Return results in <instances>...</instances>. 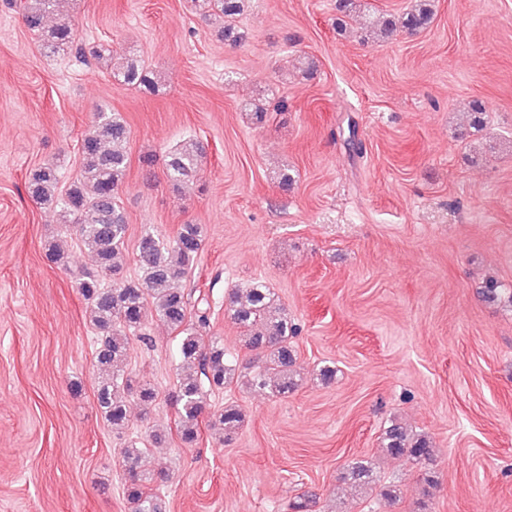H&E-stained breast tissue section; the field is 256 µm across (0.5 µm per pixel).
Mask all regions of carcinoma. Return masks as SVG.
<instances>
[{
  "label": "carcinoma",
  "instance_id": "obj_1",
  "mask_svg": "<svg viewBox=\"0 0 512 512\" xmlns=\"http://www.w3.org/2000/svg\"><path fill=\"white\" fill-rule=\"evenodd\" d=\"M59 2H12L19 8L26 28L38 35L42 48L51 53L73 47L76 39L74 28L66 18L47 26V15ZM196 2L202 13L213 12L227 19L238 16L242 9V0ZM432 18V0H414L410 9L396 19L390 15L381 19L366 16L364 27L371 34L385 37L400 28L410 32L425 29ZM112 74L134 89L150 90L156 84L133 56L113 67ZM128 139L129 130L117 114L96 113L91 128L81 140L83 162L73 181L66 189H59L61 176L57 166L45 164L31 173L29 196L39 206L59 208L65 229H75L80 244L93 254L96 271L77 276L76 288L88 304L89 322L96 335L95 365L102 372L97 402L108 426L118 435L125 433L129 427V403L147 409L156 401L157 393L151 383L133 382L122 367L131 337L146 338L142 331L147 312L152 309L177 340L180 408L176 429L181 441L190 446L199 438L207 398L214 391L227 388L239 379L272 397H284L295 390L297 381L291 367L293 338L298 335V327L264 282L231 289L225 297V312L242 329L247 347L258 352L261 362L252 371L240 369L237 360L225 352L224 343L206 332L211 310L208 296H197L183 288L202 250L204 233L199 224H183L168 239L145 232L135 257L140 279L118 285L106 283L108 274L120 270L119 259L127 232L118 186L127 170ZM204 159V148L194 139L183 141L168 153L165 169L174 188L183 190L194 185ZM242 421L241 410L231 404L212 414L205 423L226 443L232 440ZM382 444L388 455L403 458L422 471H428L433 462L434 451L429 441L409 432L395 419L384 427ZM146 451L145 440L127 436L122 449L124 493L134 512H161L162 505L152 488L156 478L141 465ZM340 480L361 490L371 488L376 483L372 462L365 458L347 461Z\"/></svg>",
  "mask_w": 512,
  "mask_h": 512
}]
</instances>
